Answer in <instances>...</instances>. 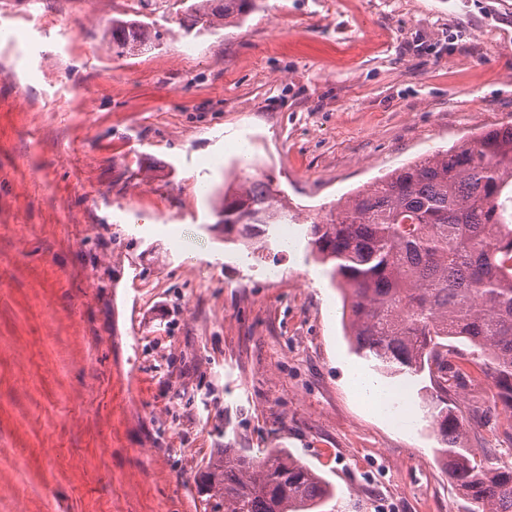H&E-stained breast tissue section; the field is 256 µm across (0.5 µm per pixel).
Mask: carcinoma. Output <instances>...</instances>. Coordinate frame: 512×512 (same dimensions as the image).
I'll list each match as a JSON object with an SVG mask.
<instances>
[{"label": "carcinoma", "mask_w": 512, "mask_h": 512, "mask_svg": "<svg viewBox=\"0 0 512 512\" xmlns=\"http://www.w3.org/2000/svg\"><path fill=\"white\" fill-rule=\"evenodd\" d=\"M256 0H194L183 22L241 23ZM103 39L117 57L160 40L137 20H112ZM273 180L224 191V240L288 219ZM308 246L342 292L351 349L386 377L429 382V417L444 470L476 506L512 512V466L490 467L464 444L448 387L479 368L512 415V125L375 179L308 229ZM209 512H313L334 486L282 448L256 459L222 448L197 479Z\"/></svg>", "instance_id": "1"}]
</instances>
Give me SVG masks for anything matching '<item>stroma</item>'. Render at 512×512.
<instances>
[{
    "label": "stroma",
    "mask_w": 512,
    "mask_h": 512,
    "mask_svg": "<svg viewBox=\"0 0 512 512\" xmlns=\"http://www.w3.org/2000/svg\"><path fill=\"white\" fill-rule=\"evenodd\" d=\"M180 0H0V512H205L218 448H283L323 512H472L419 384L351 353L307 245L352 190L512 125V0H259L184 31ZM162 35L113 56V19ZM272 177L301 221L224 240L225 184ZM284 279L265 278L267 260ZM397 390L376 418L349 380ZM490 378L468 447L512 466Z\"/></svg>",
    "instance_id": "35a3bbf8"
}]
</instances>
